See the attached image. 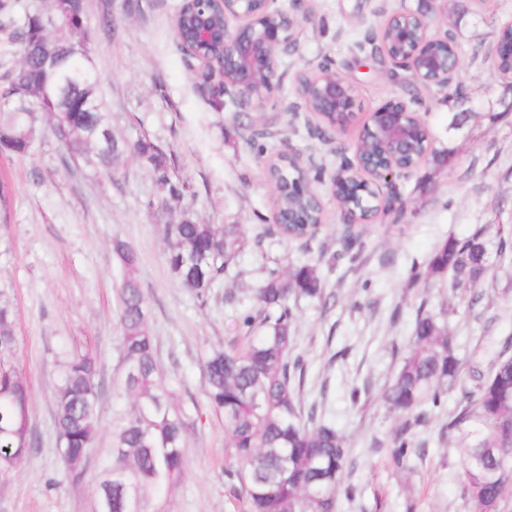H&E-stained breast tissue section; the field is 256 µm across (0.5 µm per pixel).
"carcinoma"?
I'll return each instance as SVG.
<instances>
[{
	"mask_svg": "<svg viewBox=\"0 0 512 512\" xmlns=\"http://www.w3.org/2000/svg\"><path fill=\"white\" fill-rule=\"evenodd\" d=\"M43 10L27 14L13 37L21 59L0 84V150L28 153L39 133V115L71 129L70 139L58 140L72 156L90 155L96 168L112 173L129 154L147 163L164 193L162 201H178L183 186L172 181L163 152L146 140L118 141L119 151L102 147L96 139L100 126L111 124L99 81L75 92V98L94 100L95 112H59L42 103V87L65 81L82 68L67 50L68 36L58 39L59 66L45 71L35 43ZM372 52L390 62L414 49L411 42L393 40L389 27L380 28ZM500 54L494 69L512 76V28L502 29ZM334 76L323 65L300 78L310 103H319V88ZM271 122L253 117L251 144L264 151L260 139ZM414 152L425 153L442 170L455 149L428 148L427 128L409 124ZM168 265L178 283L206 301L211 288L224 280V269L244 243L238 224H195L184 219L166 228ZM114 251L124 270L118 289V358L122 368L117 396L132 400L129 409L114 416L112 445L101 451L100 471L93 484V512H163L148 510L164 498L187 470L183 410L174 401L157 357L154 336L147 324V300L137 277L138 257L118 241ZM512 266V244L499 240L490 255L483 230L460 240L448 238L413 278L448 280L451 292L471 289L495 267ZM327 305L317 265L303 263L279 274L274 272L253 291V305L242 316L246 342L240 348L215 350L204 364L203 392L214 410L223 413L232 466L225 470L237 482L236 495L247 512H338L340 492L349 466V448L333 421L318 412L316 403L305 405L302 396L304 367L291 335L298 303ZM449 311L434 313L419 306L396 373L382 400L400 425L391 438V460L405 467L417 447L415 429L429 422L457 383L459 362L453 353L448 328ZM16 345L14 313L0 301V467L20 462L31 448L30 391L12 361ZM101 385L95 357L89 349L63 354L54 392L55 423L64 481L81 486L90 481L86 450L98 434ZM474 407L448 417L447 430L463 432L462 458L465 493L475 512H499L512 499V332L492 353L488 372L467 392Z\"/></svg>",
	"mask_w": 512,
	"mask_h": 512,
	"instance_id": "carcinoma-1",
	"label": "carcinoma"
}]
</instances>
